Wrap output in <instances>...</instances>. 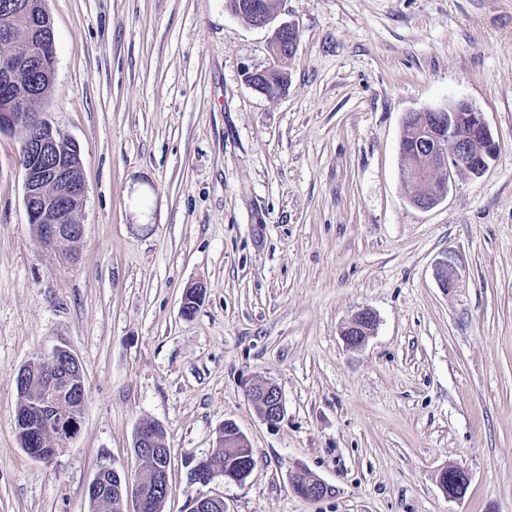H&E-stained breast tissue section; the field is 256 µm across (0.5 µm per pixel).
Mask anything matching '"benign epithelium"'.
<instances>
[{
    "label": "benign epithelium",
    "instance_id": "benign-epithelium-1",
    "mask_svg": "<svg viewBox=\"0 0 512 512\" xmlns=\"http://www.w3.org/2000/svg\"><path fill=\"white\" fill-rule=\"evenodd\" d=\"M275 0H237L235 16L248 14L251 26L271 29L269 50L274 62L283 51L297 52L300 30L292 22L275 23L277 10L270 7ZM55 37L52 22L43 8V0H21L19 10L0 20V132L17 127L35 129L34 137H26L25 147L38 164L24 174V206L29 224L46 244L68 255L83 237L84 227L71 220L82 207L86 184L79 145L61 129L33 111V104L45 97L31 88L27 74L35 69L42 83L50 87L55 76ZM249 85L266 93L270 68L245 69ZM412 126L420 133L415 144L423 157L418 172H408L409 182L422 194L415 206L430 209L447 194L449 181L456 173L478 176L497 148L483 113L465 101L429 112H409L403 126ZM436 277L444 288H452L459 278L458 267L448 259L436 264ZM376 325L374 314L362 310L344 331L347 347L356 349L365 344ZM26 383L39 375L42 383L28 404L14 418L15 430L26 437H41L38 448L28 452L39 461L52 460L77 435L81 408L71 404L78 390L86 387L84 367L77 354L66 345H56L48 352L34 355L19 371ZM251 401L262 409L263 420L275 425L285 412L280 388L269 381H258L249 388ZM133 448L138 461L164 460L170 450L162 447L157 424L141 423L135 433ZM111 463L102 461L87 486L90 500L100 503L105 498ZM142 470L125 476L118 486L110 508L113 512H152L150 499L140 492ZM303 473L292 472L294 492L305 500H318L332 494V487L316 478L301 480ZM217 479L238 483L224 474L209 459L199 461L190 472V483L207 486ZM439 483L450 499L462 497L469 484L468 473L460 467L443 469ZM190 512H225L224 498L197 495L191 500Z\"/></svg>",
    "mask_w": 512,
    "mask_h": 512
}]
</instances>
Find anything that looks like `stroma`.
Here are the masks:
<instances>
[{"mask_svg":"<svg viewBox=\"0 0 512 512\" xmlns=\"http://www.w3.org/2000/svg\"><path fill=\"white\" fill-rule=\"evenodd\" d=\"M277 7L300 42L268 97L243 69L270 64V33L224 0H45L55 80L38 109L80 147L84 235L69 257L35 235L22 134L0 133V512H93L99 460L133 474L144 421L171 451L161 512L202 490L226 512H512V0ZM459 100L497 149L419 209L403 119ZM365 309L375 329L348 349ZM58 344L86 399L42 462L16 438L15 379ZM258 380L282 390L277 425L248 396ZM227 422L252 474L199 488L189 472ZM451 466L470 478L457 500L439 484ZM298 468L332 495L297 496ZM375 325L376 318L370 310L365 309L357 313L343 334L347 347L351 349L362 347L373 333Z\"/></svg>","mask_w":512,"mask_h":512,"instance_id":"35a3bbf8","label":"stroma"}]
</instances>
